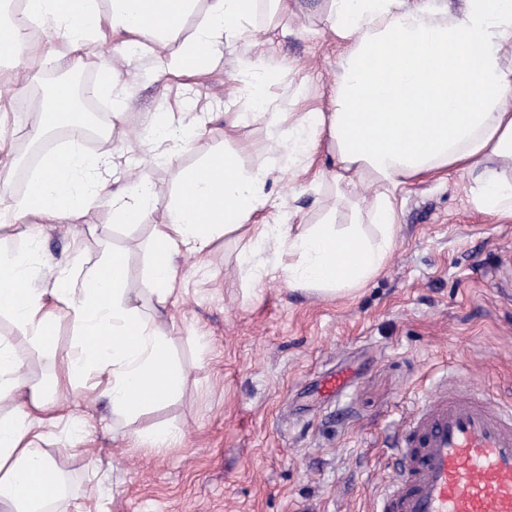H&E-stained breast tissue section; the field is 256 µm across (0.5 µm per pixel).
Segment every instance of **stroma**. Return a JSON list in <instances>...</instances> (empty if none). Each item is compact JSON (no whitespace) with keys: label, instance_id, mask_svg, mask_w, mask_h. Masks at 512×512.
Listing matches in <instances>:
<instances>
[{"label":"stroma","instance_id":"1","mask_svg":"<svg viewBox=\"0 0 512 512\" xmlns=\"http://www.w3.org/2000/svg\"><path fill=\"white\" fill-rule=\"evenodd\" d=\"M184 41L176 36L141 60L124 56L109 35L61 55L49 32L21 50L0 51V191L19 194L29 172V132L51 73L116 72L128 90L125 117L118 122L104 110L113 139L89 151H113L118 176L147 180L165 203L182 171L207 157L235 152L249 166L270 157L265 122L233 96L241 60H260L273 72L269 95L289 123L325 105L339 71L336 40L306 8L261 19L253 44L222 48L207 74L159 71L157 59L177 54ZM159 111L197 121L199 135L158 166L147 160L142 132ZM228 112L242 115L229 135ZM470 186L453 169L402 186L385 267L335 297L280 280H243L236 271L243 243L233 235L218 238L205 257L180 256L176 294L156 325L186 373V388L134 427L176 426L183 441L160 455L133 450L134 427L113 425L107 399L74 383L58 398L60 421L39 444L70 480L55 512H375L395 477L393 435L441 368L453 372L449 387L485 386L512 401V220L479 211ZM267 191L259 224L294 215L346 224L357 209L328 183L294 188L280 171ZM151 232L148 224L112 225L101 208L70 223L6 220L0 249L33 247L37 258L70 269L96 262L106 249L122 250L127 286L148 308ZM0 336L25 357L26 384H42L48 372L40 356L5 314ZM339 367L351 368L353 378L341 395H325L321 383ZM75 418L85 421V436L74 431Z\"/></svg>","mask_w":512,"mask_h":512}]
</instances>
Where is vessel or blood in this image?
I'll return each instance as SVG.
<instances>
[{"label":"vessel or blood","mask_w":512,"mask_h":512,"mask_svg":"<svg viewBox=\"0 0 512 512\" xmlns=\"http://www.w3.org/2000/svg\"><path fill=\"white\" fill-rule=\"evenodd\" d=\"M378 512H512V405L440 388L402 430Z\"/></svg>","instance_id":"b4317fda"}]
</instances>
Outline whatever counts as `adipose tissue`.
Listing matches in <instances>:
<instances>
[{
	"mask_svg": "<svg viewBox=\"0 0 512 512\" xmlns=\"http://www.w3.org/2000/svg\"><path fill=\"white\" fill-rule=\"evenodd\" d=\"M316 10L343 47L330 108L309 112L286 126L269 98L270 70L242 60L235 94L258 106L278 158L248 168L236 155L208 158L181 174L177 194L160 205L152 185L112 179V158L71 148L43 160L23 195L1 210L49 223L74 221L107 206L116 224H152L148 274L155 311L174 294L176 256L207 254L215 238L240 233L237 256L246 280H282L290 288L333 295L356 288L382 268L398 227L396 191L423 174L455 169L472 180L476 207L512 219V0H465L457 14L437 0H318ZM27 15L59 36L68 51L99 41L103 26L122 39L126 56L146 54L194 21L191 37L160 70L211 71L223 44L250 42L257 0H25ZM66 83L46 90L36 113L34 139L56 128L84 124ZM198 134L194 122L153 114L144 126L151 161L167 162ZM327 149L336 170L315 169ZM330 178L338 197L370 193L361 224H257L270 198L274 171ZM128 261L120 250L78 273L58 269L52 288L38 287L32 251L0 254V313L28 336L47 366H54L55 320L46 296L67 301L80 348L59 384L87 380L108 398L112 414L134 422L182 396L184 371L170 357L167 339L132 299ZM26 361L0 336V397L16 399L15 412L0 417V512H45L55 492L37 481L56 472L38 442L39 429L57 420L56 405L36 388L23 390Z\"/></svg>",
	"mask_w": 512,
	"mask_h": 512,
	"instance_id": "obj_1",
	"label": "adipose tissue"
}]
</instances>
